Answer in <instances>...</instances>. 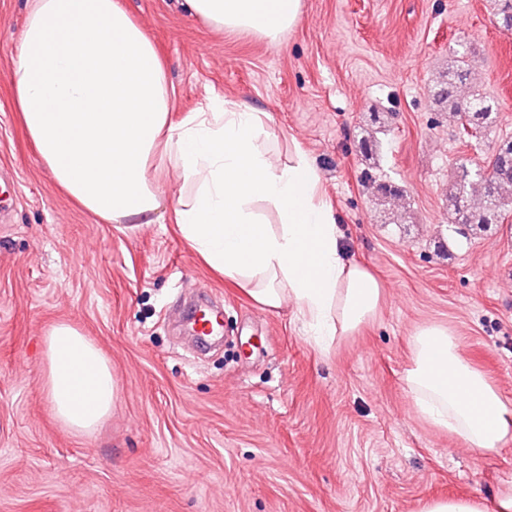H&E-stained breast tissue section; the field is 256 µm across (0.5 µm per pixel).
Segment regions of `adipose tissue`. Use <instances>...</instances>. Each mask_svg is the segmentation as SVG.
I'll use <instances>...</instances> for the list:
<instances>
[{
  "instance_id": "1",
  "label": "adipose tissue",
  "mask_w": 512,
  "mask_h": 512,
  "mask_svg": "<svg viewBox=\"0 0 512 512\" xmlns=\"http://www.w3.org/2000/svg\"><path fill=\"white\" fill-rule=\"evenodd\" d=\"M217 30L279 41L302 0H182ZM19 121L55 187L107 224H151L169 169L188 192L170 223L213 271L262 307L294 305L322 351L378 312L382 288L345 259L334 210L305 151L288 162L263 146L261 113L212 95L177 113L153 41L125 0H29L10 72ZM275 223H267L263 210ZM39 375L56 417L88 434L112 410L108 360L77 328L54 324ZM406 380L420 417L479 453L512 438V407L459 352L447 328L411 339ZM423 512H512V474L487 498H448Z\"/></svg>"
}]
</instances>
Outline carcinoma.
Segmentation results:
<instances>
[{"label":"carcinoma","mask_w":512,"mask_h":512,"mask_svg":"<svg viewBox=\"0 0 512 512\" xmlns=\"http://www.w3.org/2000/svg\"><path fill=\"white\" fill-rule=\"evenodd\" d=\"M448 87V96L441 99L448 112L458 116L461 126L472 130L470 138L481 140L496 122L491 99L470 82V73L459 61L448 65L439 76L436 87ZM496 185L495 194L488 195L486 182L479 166L459 167L456 178L448 183V210L457 212V203L469 206L470 228L486 231L490 224H503L512 216V159L492 173Z\"/></svg>","instance_id":"1"}]
</instances>
